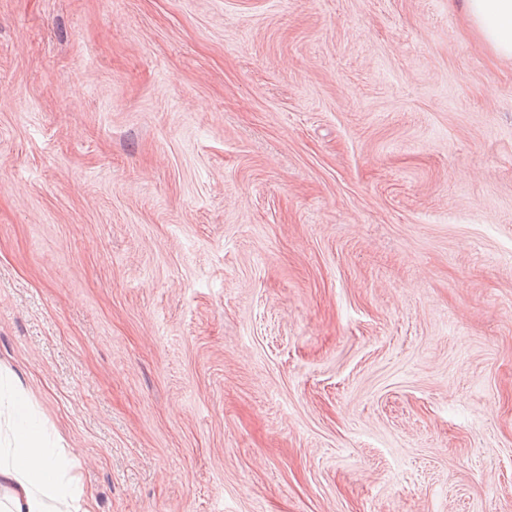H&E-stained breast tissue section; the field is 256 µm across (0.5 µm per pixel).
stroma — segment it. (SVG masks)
<instances>
[{
	"instance_id": "stroma-1",
	"label": "stroma",
	"mask_w": 512,
	"mask_h": 512,
	"mask_svg": "<svg viewBox=\"0 0 512 512\" xmlns=\"http://www.w3.org/2000/svg\"><path fill=\"white\" fill-rule=\"evenodd\" d=\"M0 364L93 512H512V61L449 0H0Z\"/></svg>"
}]
</instances>
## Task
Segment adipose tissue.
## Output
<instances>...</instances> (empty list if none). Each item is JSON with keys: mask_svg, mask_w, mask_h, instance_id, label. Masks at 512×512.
Wrapping results in <instances>:
<instances>
[{"mask_svg": "<svg viewBox=\"0 0 512 512\" xmlns=\"http://www.w3.org/2000/svg\"><path fill=\"white\" fill-rule=\"evenodd\" d=\"M491 51L512 61V0H461ZM0 512H90L77 463L52 440L13 371L0 365Z\"/></svg>", "mask_w": 512, "mask_h": 512, "instance_id": "1", "label": "adipose tissue"}]
</instances>
